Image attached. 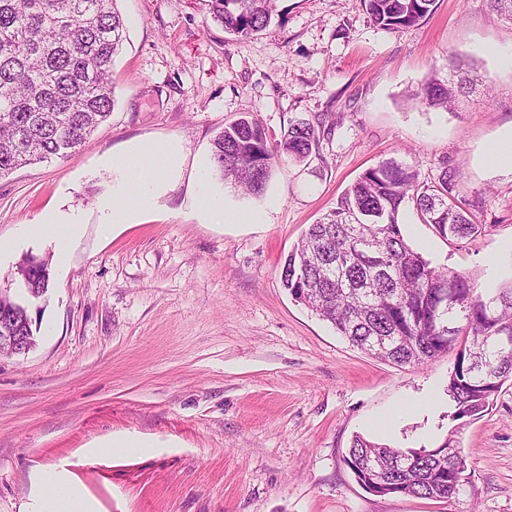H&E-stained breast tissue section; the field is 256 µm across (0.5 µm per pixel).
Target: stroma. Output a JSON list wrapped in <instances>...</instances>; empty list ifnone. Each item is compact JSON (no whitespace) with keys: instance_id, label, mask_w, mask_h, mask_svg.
Here are the masks:
<instances>
[{"instance_id":"35a3bbf8","label":"stroma","mask_w":512,"mask_h":512,"mask_svg":"<svg viewBox=\"0 0 512 512\" xmlns=\"http://www.w3.org/2000/svg\"><path fill=\"white\" fill-rule=\"evenodd\" d=\"M126 39L116 104L80 150L0 179V287L24 255L48 260L32 301L37 345L0 355V512H29L42 470L84 486L99 512H512V379L491 410L450 420L454 353L398 366L354 348L281 283L285 257L367 168L394 159L421 181L456 172L457 194L485 230L449 241L411 204L409 245L485 288L512 281V169L484 152L512 129V21L487 0H436L418 25H377L360 0H277L268 28L233 39L209 0H117ZM489 88L452 109L410 100L448 58ZM271 138L314 125L304 162L281 157L261 195L233 189L211 143L241 116ZM146 140L174 143L173 171L137 223L103 232L123 180L112 157ZM262 213L233 224L201 212L200 190ZM55 210L80 236L59 258L26 225ZM467 460L445 501L377 497L343 461L355 434ZM143 441L138 452L99 444Z\"/></svg>"}]
</instances>
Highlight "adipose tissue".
Segmentation results:
<instances>
[{
	"instance_id": "adipose-tissue-1",
	"label": "adipose tissue",
	"mask_w": 512,
	"mask_h": 512,
	"mask_svg": "<svg viewBox=\"0 0 512 512\" xmlns=\"http://www.w3.org/2000/svg\"><path fill=\"white\" fill-rule=\"evenodd\" d=\"M149 161L148 176H134L123 190L112 198L113 220L128 219L133 213L147 208L156 189L165 181L178 164L176 151L163 142H142L134 157L118 155L113 157V165L121 171L127 170L131 160ZM46 488L35 507L37 512H93L92 505L82 487L64 479L56 472H45L41 478Z\"/></svg>"
}]
</instances>
